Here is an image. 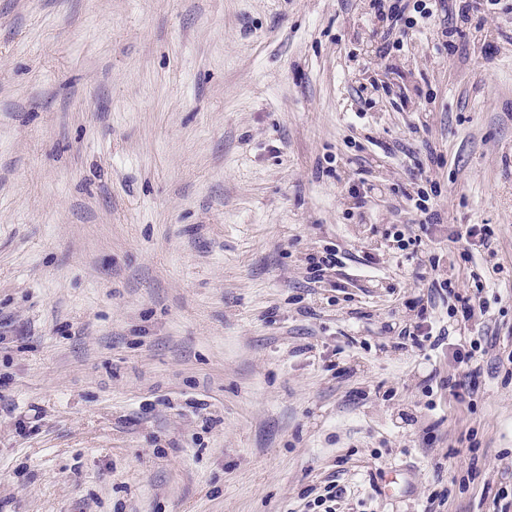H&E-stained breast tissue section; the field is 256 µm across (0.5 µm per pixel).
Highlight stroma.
Instances as JSON below:
<instances>
[{
  "label": "stroma",
  "instance_id": "stroma-1",
  "mask_svg": "<svg viewBox=\"0 0 512 512\" xmlns=\"http://www.w3.org/2000/svg\"><path fill=\"white\" fill-rule=\"evenodd\" d=\"M376 56L370 0H0V512H512V0ZM434 184L499 284L473 404L388 325ZM495 231L467 263L450 236ZM341 262L321 283L305 257ZM493 230L490 229L488 225H482V227H479L478 229L475 228V226L467 227L464 232H458L456 233V242H462V251L460 252V256L463 259H470V252L469 248L476 246V241L473 238H476L479 236V247H485L489 248L490 244L489 238L493 234Z\"/></svg>",
  "mask_w": 512,
  "mask_h": 512
}]
</instances>
